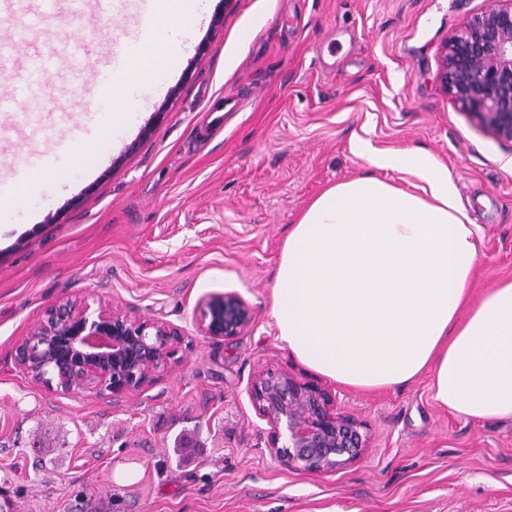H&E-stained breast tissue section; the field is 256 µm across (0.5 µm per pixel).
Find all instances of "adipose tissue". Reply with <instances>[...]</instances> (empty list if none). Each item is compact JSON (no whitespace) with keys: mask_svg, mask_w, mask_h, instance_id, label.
I'll return each mask as SVG.
<instances>
[{"mask_svg":"<svg viewBox=\"0 0 512 512\" xmlns=\"http://www.w3.org/2000/svg\"><path fill=\"white\" fill-rule=\"evenodd\" d=\"M166 29L133 50L117 90L100 92L104 124L124 122L144 82L177 62L201 0H167ZM372 166L418 179L408 192L372 173L337 183L289 225L271 316L290 354L338 384L369 391L433 374L435 400L472 420H512V279L474 297L482 235L451 177L429 153L379 152Z\"/></svg>","mask_w":512,"mask_h":512,"instance_id":"adipose-tissue-1","label":"adipose tissue"}]
</instances>
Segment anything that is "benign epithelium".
Wrapping results in <instances>:
<instances>
[{
    "mask_svg": "<svg viewBox=\"0 0 512 512\" xmlns=\"http://www.w3.org/2000/svg\"><path fill=\"white\" fill-rule=\"evenodd\" d=\"M437 81L512 142V0H495L442 47ZM252 322V308L224 293L205 303L198 329L205 336L230 339ZM179 336L167 323L118 308L92 316L73 303H58L19 341L15 360L33 383L50 390L125 395L167 367V349ZM250 397L269 426L271 452L291 466L333 472L367 448L362 425L337 412L328 391L287 371L258 374Z\"/></svg>",
    "mask_w": 512,
    "mask_h": 512,
    "instance_id": "7a95c632",
    "label": "benign epithelium"
}]
</instances>
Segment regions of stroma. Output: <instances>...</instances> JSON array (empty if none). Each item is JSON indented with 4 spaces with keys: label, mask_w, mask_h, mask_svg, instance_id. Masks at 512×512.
<instances>
[{
    "label": "stroma",
    "mask_w": 512,
    "mask_h": 512,
    "mask_svg": "<svg viewBox=\"0 0 512 512\" xmlns=\"http://www.w3.org/2000/svg\"><path fill=\"white\" fill-rule=\"evenodd\" d=\"M492 0H205L179 65L145 87L126 127L85 121L93 95L68 61L138 37L133 0L85 20L45 16L10 50L65 64L44 80L31 126L0 115V503L8 512H512V421L439 405L422 374L388 391L352 389L292 357L271 317L291 224L327 188L373 172L358 141L420 149L446 166L483 233L476 292L512 278V142L435 80L440 49ZM226 97L224 123L211 102ZM79 131L93 171L42 169L16 203L12 163ZM234 293L254 320L214 339L197 327L211 296ZM119 307L181 332L170 368L117 397L34 384L16 343L59 302ZM285 370L331 393L369 437L334 472L296 469L267 447L249 389Z\"/></svg>",
    "instance_id": "1"
}]
</instances>
